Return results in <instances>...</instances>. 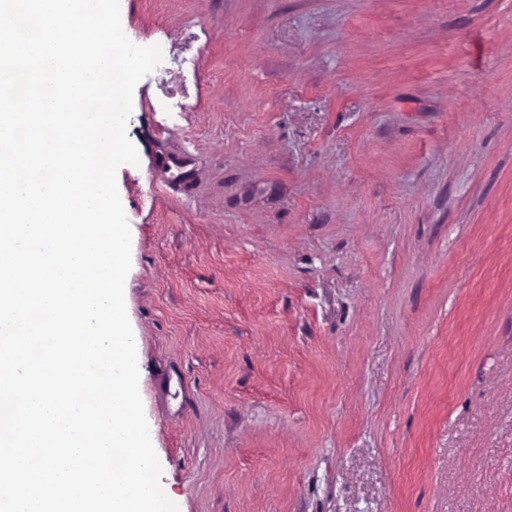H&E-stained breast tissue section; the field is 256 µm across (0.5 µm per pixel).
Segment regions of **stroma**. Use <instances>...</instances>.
<instances>
[{
  "label": "stroma",
  "mask_w": 512,
  "mask_h": 512,
  "mask_svg": "<svg viewBox=\"0 0 512 512\" xmlns=\"http://www.w3.org/2000/svg\"><path fill=\"white\" fill-rule=\"evenodd\" d=\"M119 4L166 496L512 512V0Z\"/></svg>",
  "instance_id": "35a3bbf8"
}]
</instances>
